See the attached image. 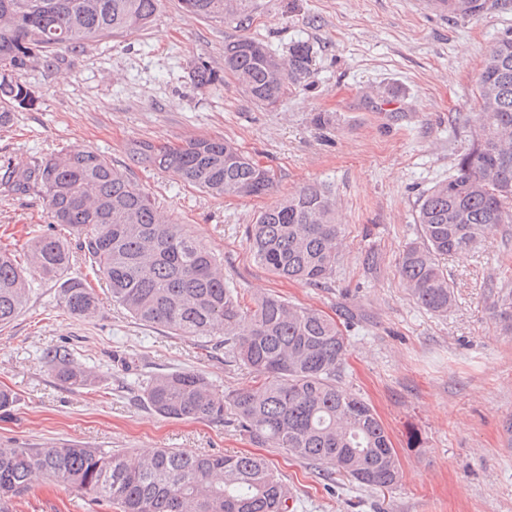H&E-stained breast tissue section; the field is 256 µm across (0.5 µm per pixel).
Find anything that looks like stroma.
Returning <instances> with one entry per match:
<instances>
[{"instance_id":"obj_1","label":"stroma","mask_w":512,"mask_h":512,"mask_svg":"<svg viewBox=\"0 0 512 512\" xmlns=\"http://www.w3.org/2000/svg\"><path fill=\"white\" fill-rule=\"evenodd\" d=\"M427 0H264L253 33L280 57L292 41L315 51L308 85L263 108L233 84L197 89L198 63L221 65L236 38L220 19L181 12L164 0L154 23L134 35L88 46L24 74L38 99L0 127V165L25 169L35 157L78 147L117 168L126 148L149 139L177 145L224 137L275 173L272 193L215 198L176 176L135 169L137 182L170 222L224 260L242 295L276 292L338 321H349L339 384L367 399L398 453L401 480L376 492L278 448L258 449L223 420L171 419L150 409L138 386L158 372L194 371L216 388H249L252 376L211 344L141 324L113 306L92 279L96 318L69 315L58 285L37 283L28 305L0 327V441L24 448L81 445L130 453L179 448L210 454L261 453L293 495L294 512H512V331L493 313L512 290V234L494 228L482 244L444 262L456 302L447 316L419 307L397 271L419 236L418 202L453 174L474 131L476 79L485 55L512 34V0L485 14L452 18ZM328 112L318 127L313 116ZM304 185L328 187L345 247L322 287L290 282L254 262L245 228ZM41 197L0 193V246L23 249L46 230ZM64 345L97 381L76 387L43 367L41 352ZM16 512H110L88 508L74 490L42 483Z\"/></svg>"}]
</instances>
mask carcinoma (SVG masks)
I'll use <instances>...</instances> for the list:
<instances>
[{
    "instance_id": "cac0c4a2",
    "label": "carcinoma",
    "mask_w": 512,
    "mask_h": 512,
    "mask_svg": "<svg viewBox=\"0 0 512 512\" xmlns=\"http://www.w3.org/2000/svg\"><path fill=\"white\" fill-rule=\"evenodd\" d=\"M440 11L478 15L473 0H440ZM203 19H222L240 32L224 44V74L206 62L192 82L207 91L232 81L251 100L273 108L311 73L313 48L296 41L288 63L251 30L263 0H179ZM162 0H0V126L31 110L37 97L23 79L31 62L46 67L87 46L144 30ZM479 112L471 142L455 172L419 200V239L407 244L398 273L412 299L444 316L455 301L441 260L473 250L500 224H512V36L489 50L476 81ZM121 170L105 156L65 149L41 156L0 182L3 192L42 193L52 219L77 238L92 271L106 280L112 303L134 320L176 336L224 347L256 386L224 392L192 371L155 374L143 396L158 414L224 419L232 411L239 431L260 447L281 448L327 476L338 474L369 489L397 486L400 463L383 422L364 399L336 380L348 354L342 323L320 311L263 293L252 306L224 282L223 260L164 220L155 199L133 177L132 167L172 173L220 197L267 195L275 174L223 137H196L172 146L142 139L126 149ZM254 260L274 275L319 287L332 279L343 246L336 202L307 185L261 211L247 227ZM71 245L54 232L27 244L23 261L0 249V326L30 300L32 275L61 282V306L78 318L99 311L96 290L81 277L63 278ZM500 321L512 329V291L497 300ZM65 346L45 349L41 363L74 386L95 384L94 371L70 366ZM44 478L114 512H291L286 484L262 457L196 454L174 448L139 455L65 445L19 448L0 443V512Z\"/></svg>"
}]
</instances>
